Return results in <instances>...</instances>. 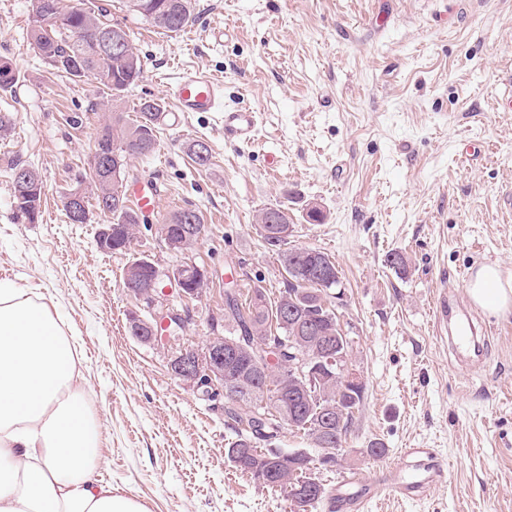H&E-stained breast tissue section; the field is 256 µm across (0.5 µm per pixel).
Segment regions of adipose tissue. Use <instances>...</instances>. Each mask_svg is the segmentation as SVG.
Returning a JSON list of instances; mask_svg holds the SVG:
<instances>
[{"label": "adipose tissue", "mask_w": 512, "mask_h": 512, "mask_svg": "<svg viewBox=\"0 0 512 512\" xmlns=\"http://www.w3.org/2000/svg\"><path fill=\"white\" fill-rule=\"evenodd\" d=\"M470 299L512 310V279L475 268ZM75 342L41 297L0 281V512H147L97 478L100 435Z\"/></svg>", "instance_id": "obj_1"}]
</instances>
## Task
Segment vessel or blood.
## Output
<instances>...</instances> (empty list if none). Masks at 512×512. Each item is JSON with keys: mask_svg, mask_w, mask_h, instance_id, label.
I'll return each instance as SVG.
<instances>
[{"mask_svg": "<svg viewBox=\"0 0 512 512\" xmlns=\"http://www.w3.org/2000/svg\"><path fill=\"white\" fill-rule=\"evenodd\" d=\"M173 107L161 117L164 124H179L188 112H217L221 115L224 135L238 143L250 142L257 125V114L249 107L225 109L224 81L203 69H186L169 85ZM434 315L438 325L448 328L458 348L470 345L476 327L473 315L460 305L454 293H440ZM447 470V462L429 448H408L403 462L387 467L381 479L370 481L350 477L336 491V512H365L369 504L390 498L409 499L426 496L437 486Z\"/></svg>", "mask_w": 512, "mask_h": 512, "instance_id": "1", "label": "vessel or blood"}]
</instances>
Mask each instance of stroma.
<instances>
[{
	"label": "stroma",
	"instance_id": "1",
	"mask_svg": "<svg viewBox=\"0 0 512 512\" xmlns=\"http://www.w3.org/2000/svg\"><path fill=\"white\" fill-rule=\"evenodd\" d=\"M34 0H0V62L18 78L0 91L14 116L0 139V280L43 295L82 351L102 435L100 480L149 512H288L279 489L237 469V438L222 391L203 395L170 373L172 352L204 347L224 317V288L276 294L284 271L258 229L262 209L285 206L291 242L328 253L340 272L333 300L365 384L338 462L317 469L328 493L356 474L378 477L403 449L431 448L447 475L428 497L385 512H512V311L483 315L482 360L466 365L434 324L431 302L450 278L490 263L512 275V0H193L195 20L168 36L113 10L144 73L120 108L169 106L164 84L200 67L224 79V105L258 114L250 143L225 142L215 114L160 126L158 147L134 158L126 184L147 181L159 207L142 215L127 250L95 243L105 217L68 223L61 199L88 175L100 124L112 113L94 79L73 82L29 44ZM211 160L198 166L193 142ZM40 174L38 223L18 221L6 166ZM191 208L203 231L192 250L166 248L158 227ZM319 209L321 222L307 220ZM401 253L406 268L386 262ZM203 268L198 298L169 282L154 307L122 285L128 263ZM188 310L167 345L128 333L132 315ZM385 457H369L371 442Z\"/></svg>",
	"mask_w": 512,
	"mask_h": 512
}]
</instances>
